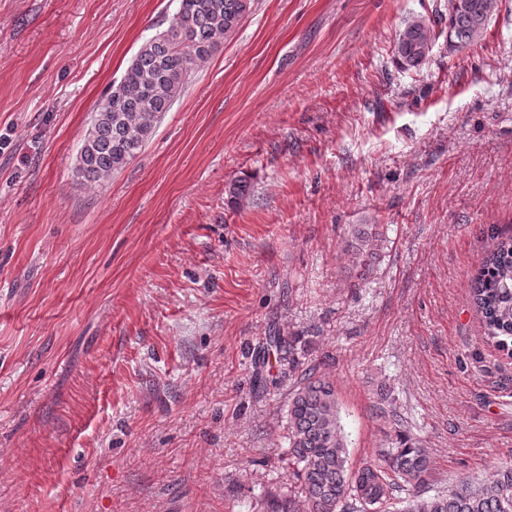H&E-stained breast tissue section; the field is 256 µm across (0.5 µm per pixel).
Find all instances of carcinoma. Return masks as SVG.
Returning <instances> with one entry per match:
<instances>
[{
  "instance_id": "carcinoma-1",
  "label": "carcinoma",
  "mask_w": 512,
  "mask_h": 512,
  "mask_svg": "<svg viewBox=\"0 0 512 512\" xmlns=\"http://www.w3.org/2000/svg\"><path fill=\"white\" fill-rule=\"evenodd\" d=\"M494 4L448 0V44L457 49L478 44ZM251 8L252 0H179L169 27L140 45L120 81L102 96L79 152L78 170L86 181L110 179L142 150L161 115L181 97L192 67L232 37ZM439 37L425 18L406 20L393 46L396 65L420 68ZM381 236L376 224L352 226L344 251L353 266H371ZM471 299L492 334L512 337V238L497 242L486 255ZM299 341V336L275 333L260 349L264 358L288 355V364L301 372L286 410L284 461L294 485L265 494L257 512H390L397 493L427 481L426 450L399 435L395 445L379 449V462L349 471L336 388L316 366L302 367ZM400 512H512V465L496 467L483 480H462L445 494L412 493Z\"/></svg>"
}]
</instances>
